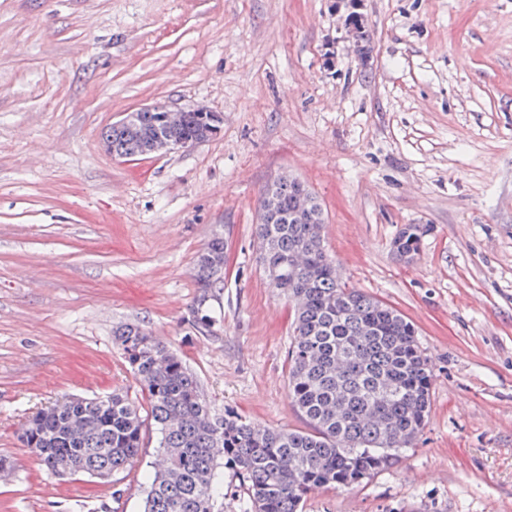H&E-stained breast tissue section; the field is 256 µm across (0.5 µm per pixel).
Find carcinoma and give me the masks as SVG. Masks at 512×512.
Listing matches in <instances>:
<instances>
[{
    "mask_svg": "<svg viewBox=\"0 0 512 512\" xmlns=\"http://www.w3.org/2000/svg\"><path fill=\"white\" fill-rule=\"evenodd\" d=\"M207 112H136L102 134L114 158L154 153L160 137L210 140ZM274 204L275 224H255L260 259L272 287L293 305L288 396L305 430L273 429L233 413L214 416L196 376L180 355L137 324L112 331L131 373L147 392V412L127 395L66 397L34 413L22 427L30 453L59 479H105L138 455L146 425L158 439V461L143 512H214L224 497L219 465L247 490L246 512H302L320 489L361 484L416 446L431 408L434 365L413 324L391 306L350 288L328 254L317 198L297 179L267 184L260 206ZM430 227L407 224L395 241L402 260L419 254ZM224 237L199 252L194 279L205 292L223 282Z\"/></svg>",
    "mask_w": 512,
    "mask_h": 512,
    "instance_id": "1",
    "label": "carcinoma"
}]
</instances>
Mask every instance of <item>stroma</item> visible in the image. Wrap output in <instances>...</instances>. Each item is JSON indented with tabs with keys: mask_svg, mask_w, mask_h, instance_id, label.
<instances>
[{
	"mask_svg": "<svg viewBox=\"0 0 512 512\" xmlns=\"http://www.w3.org/2000/svg\"><path fill=\"white\" fill-rule=\"evenodd\" d=\"M0 0V512H142L157 456L59 480L25 421L55 400L144 401L112 331L136 323L195 373L216 416L276 429L292 305L254 235L281 175L327 216L350 285L415 326L434 361L416 448L303 512H512V0ZM156 103L203 106L220 131L120 160L102 133ZM432 231L411 262L391 242ZM224 281L193 268L213 233Z\"/></svg>",
	"mask_w": 512,
	"mask_h": 512,
	"instance_id": "1",
	"label": "stroma"
}]
</instances>
